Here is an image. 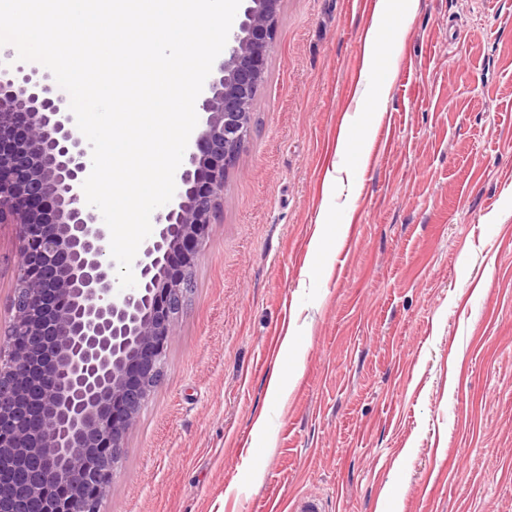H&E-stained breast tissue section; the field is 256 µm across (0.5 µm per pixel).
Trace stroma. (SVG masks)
Here are the masks:
<instances>
[{"label":"stroma","instance_id":"stroma-1","mask_svg":"<svg viewBox=\"0 0 512 512\" xmlns=\"http://www.w3.org/2000/svg\"><path fill=\"white\" fill-rule=\"evenodd\" d=\"M377 2L283 0L101 512H512V0H412L384 76ZM17 250L0 224V347ZM379 9L375 13L373 21L369 26L366 37V59L370 64L375 60V57L382 52V34L390 25L394 14L389 7L392 0H379Z\"/></svg>","mask_w":512,"mask_h":512}]
</instances>
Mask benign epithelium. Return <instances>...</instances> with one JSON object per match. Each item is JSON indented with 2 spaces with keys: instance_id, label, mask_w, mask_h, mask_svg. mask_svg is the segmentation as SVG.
I'll use <instances>...</instances> for the list:
<instances>
[{
  "instance_id": "obj_1",
  "label": "benign epithelium",
  "mask_w": 512,
  "mask_h": 512,
  "mask_svg": "<svg viewBox=\"0 0 512 512\" xmlns=\"http://www.w3.org/2000/svg\"><path fill=\"white\" fill-rule=\"evenodd\" d=\"M280 4L244 0L197 102L202 129L124 290L84 201L92 149L70 99L42 65L0 50V224L19 241L0 354V512H96L106 496L250 134Z\"/></svg>"
}]
</instances>
